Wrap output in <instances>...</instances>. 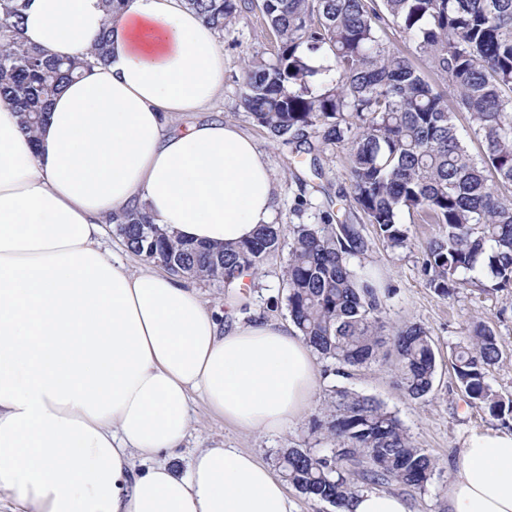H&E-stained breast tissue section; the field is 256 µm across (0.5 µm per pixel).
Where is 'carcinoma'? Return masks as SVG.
I'll return each instance as SVG.
<instances>
[{
    "label": "carcinoma",
    "instance_id": "obj_1",
    "mask_svg": "<svg viewBox=\"0 0 512 512\" xmlns=\"http://www.w3.org/2000/svg\"><path fill=\"white\" fill-rule=\"evenodd\" d=\"M29 0H0V100L23 116L31 142L46 120L48 101L81 69L107 58L109 31L84 56L61 59L21 41ZM213 28L230 31L251 0H186ZM278 43L274 59L246 64L239 106L273 137L295 145H349L352 200L390 250L411 244L401 222L416 214L438 226L424 247L430 287L453 294L457 275L472 272L494 289L512 287V0H260ZM398 24L431 60L435 87L412 60L392 50L383 25ZM332 64L309 61L323 48ZM470 114L460 128L448 108ZM483 152L474 154L470 143ZM131 253L182 279L234 286L258 272L282 246L278 224H263L234 249L173 239L154 219L131 212L116 225ZM369 250L354 224L330 210L318 224H295L282 282L288 314L305 342L337 372L376 363L394 352L399 386L411 399L429 394L437 357L427 331L408 325L385 334L384 299L352 259ZM502 352L494 331L475 329L452 364L459 387L499 418L512 411L487 379ZM317 428L330 445L318 454L289 448L276 458L283 478L306 497L346 507L357 483L392 482L422 490L434 460L416 447L399 419L372 397L333 390Z\"/></svg>",
    "mask_w": 512,
    "mask_h": 512
}]
</instances>
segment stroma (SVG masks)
<instances>
[{
    "mask_svg": "<svg viewBox=\"0 0 512 512\" xmlns=\"http://www.w3.org/2000/svg\"><path fill=\"white\" fill-rule=\"evenodd\" d=\"M218 42L224 51V97L214 109L252 137L266 155L279 182L274 223L286 233L294 224L319 223L322 212L332 208L337 210L343 223L357 225L370 243L363 266L377 274L383 285L392 290L383 314L388 328L396 330L413 323L425 327L436 352L437 372L431 392L423 399L412 400L398 384L394 361L357 368L344 377L337 374L335 364L318 360L320 390L315 409L286 432L274 436L241 432L224 423L202 401H194L189 433L177 449L173 464L180 471H187L195 452L207 447L252 451L270 464L284 448L324 451L325 444L315 433L314 424L323 419L332 390L344 386L381 402L397 416L415 446L434 459V476L425 489L404 486L397 489L410 512H446L445 487L465 438L474 431L512 430V415L497 419L487 410L469 404L451 367V353L466 341L475 323L490 326L503 357L490 368L488 382L504 399H512V288L483 290L481 283L468 273L459 275L452 296L438 295L423 271L426 259L423 244L437 233L436 225L403 216L411 244L403 250L387 249L364 213L351 200L347 146L333 145L315 156L294 153L239 108L242 72L247 60H269L277 51L275 36L260 9L239 12L230 32L219 36ZM287 260L288 251L284 248L269 255L252 290L247 293L200 281L195 288L206 304L233 308L242 320L260 315L285 322L289 319L287 291L281 275Z\"/></svg>",
    "mask_w": 512,
    "mask_h": 512,
    "instance_id": "obj_1",
    "label": "stroma"
}]
</instances>
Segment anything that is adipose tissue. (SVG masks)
Wrapping results in <instances>:
<instances>
[{
	"mask_svg": "<svg viewBox=\"0 0 512 512\" xmlns=\"http://www.w3.org/2000/svg\"><path fill=\"white\" fill-rule=\"evenodd\" d=\"M107 62L49 102L36 141L0 101V493L24 512H291L256 454L168 456L192 394L225 422L274 434L312 409L316 354L285 322L236 319L181 278L102 249L129 211L174 237L234 247L272 220L277 181L255 141L203 119L224 94L218 35L185 0H30L21 38ZM448 512H512V431L472 433Z\"/></svg>",
	"mask_w": 512,
	"mask_h": 512,
	"instance_id": "ef3b65f1",
	"label": "adipose tissue"
}]
</instances>
